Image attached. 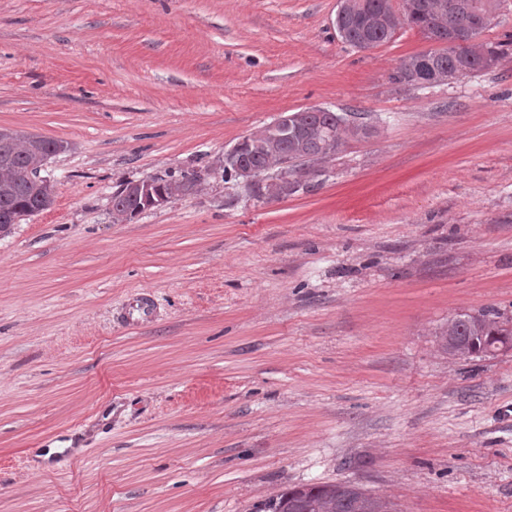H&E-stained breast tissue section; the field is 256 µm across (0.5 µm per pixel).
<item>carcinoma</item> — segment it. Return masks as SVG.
Here are the masks:
<instances>
[{
    "mask_svg": "<svg viewBox=\"0 0 512 512\" xmlns=\"http://www.w3.org/2000/svg\"><path fill=\"white\" fill-rule=\"evenodd\" d=\"M493 0H403L397 12L391 0H341L336 14L339 36L359 49H370L389 41L406 21L429 40L443 43L402 59L391 79L396 84L417 85L423 64L428 60L436 83L468 76L498 66L507 55L500 45L481 43L479 36L491 22ZM464 32L469 44L460 53L444 47L450 32ZM348 120L336 112H310L301 131L284 144L266 134L254 133L242 148L246 164L276 172L284 161L302 167L339 153L345 138H368L371 126L361 121V114L351 113ZM53 141L23 130H0V219L8 215L17 221L38 210V201L28 191L23 174L42 166ZM198 171L182 170L157 177L160 188L170 197L182 196L187 183ZM484 318L482 339L471 344L469 355L482 356L498 350V344L512 338V325L500 319L495 310L481 312ZM256 512H392V503L384 498L360 492L343 483H322L293 487L256 506Z\"/></svg>",
    "mask_w": 512,
    "mask_h": 512,
    "instance_id": "carcinoma-1",
    "label": "carcinoma"
}]
</instances>
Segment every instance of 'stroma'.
Here are the masks:
<instances>
[{
    "label": "stroma",
    "instance_id": "1",
    "mask_svg": "<svg viewBox=\"0 0 512 512\" xmlns=\"http://www.w3.org/2000/svg\"><path fill=\"white\" fill-rule=\"evenodd\" d=\"M340 0H0V128L64 142L54 204L0 232V512H253L351 482L395 512H512V53L428 86ZM359 112L309 192L250 198L225 151ZM209 169L114 222L122 186ZM147 294L152 317L125 321ZM424 51L419 52L402 59L396 70L391 76L395 84L419 86L417 79L424 60ZM419 84L422 86L431 85L433 76L428 68H424L420 73ZM471 316V326L479 327L483 324L482 317L484 318V329L480 336L483 339L478 340L471 344L469 355L482 356L494 353L498 350L496 344H500L503 340L511 339L512 345V325L509 320H500L501 316L495 310H485L480 313H468ZM467 317V314H463L457 318L456 328L459 336H455L454 333L456 316L451 317L448 320V328L446 327L443 329L446 334L448 333V336H446L444 332L438 336L440 341L448 345V350L453 353L452 356L458 358H464L468 355L467 341H469V338L472 336V334L470 332ZM444 344H441V346L445 351H447Z\"/></svg>",
    "mask_w": 512,
    "mask_h": 512
}]
</instances>
